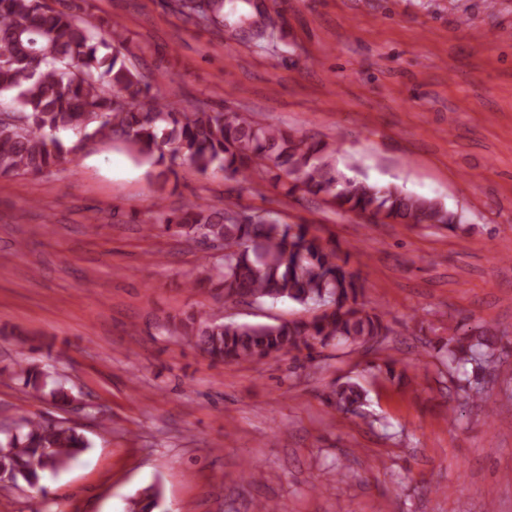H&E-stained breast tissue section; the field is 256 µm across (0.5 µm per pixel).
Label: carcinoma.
<instances>
[{
    "label": "carcinoma",
    "instance_id": "1",
    "mask_svg": "<svg viewBox=\"0 0 512 512\" xmlns=\"http://www.w3.org/2000/svg\"><path fill=\"white\" fill-rule=\"evenodd\" d=\"M87 0H0V176L40 174L72 160L87 141L121 140L159 168L163 191L176 167L189 161L199 172H219L234 180L244 170L272 174L285 194L324 195L338 211L380 222L434 224L450 231L459 217L435 198L396 186L350 178L336 168L338 148L306 139L296 131L263 125L248 112L191 109L159 93L127 64L124 33L83 8ZM180 13L206 25L224 24V0H178ZM164 229L197 242L221 241L224 254L203 257L211 291L236 302L264 298L288 300L322 311L310 317L265 324L238 323L190 313L168 331L187 338L215 362L254 361L301 355L311 358L332 345L364 348L390 332L380 313L359 299L360 274L340 258L307 224H288L277 216L240 222L232 210L190 203L177 210L159 207L149 229ZM496 337L486 330L448 339V358L472 364L481 377L493 375ZM25 387L43 394L42 368L19 366ZM57 406L71 403L63 388L48 391ZM366 390L356 382L336 383L331 403L356 412ZM88 448L85 438L63 421L20 417L15 431L0 441V472L21 480L45 502L42 473L68 467ZM158 492L129 502L128 512H152Z\"/></svg>",
    "mask_w": 512,
    "mask_h": 512
}]
</instances>
